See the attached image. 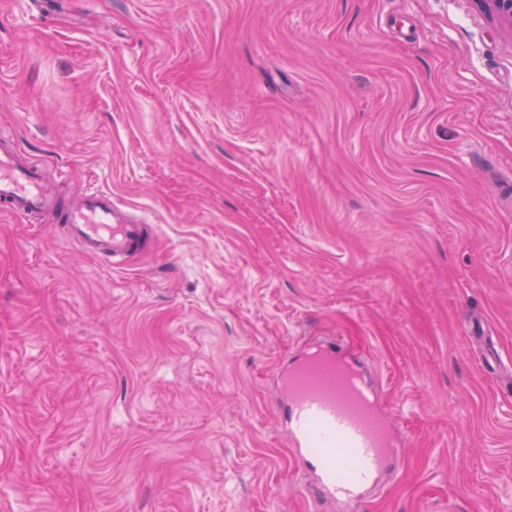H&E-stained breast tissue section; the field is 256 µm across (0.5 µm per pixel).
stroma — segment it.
Wrapping results in <instances>:
<instances>
[{
  "label": "stroma",
  "mask_w": 512,
  "mask_h": 512,
  "mask_svg": "<svg viewBox=\"0 0 512 512\" xmlns=\"http://www.w3.org/2000/svg\"><path fill=\"white\" fill-rule=\"evenodd\" d=\"M0 133L114 195L0 212V512H344L280 377L335 343L404 449L357 512H512V27L475 0H0ZM41 164L18 161V147L0 138V208L21 215L38 214L63 224L65 238L88 255L112 257L132 252L140 239L138 222L127 206L98 190H87L76 201L62 198L40 174Z\"/></svg>",
  "instance_id": "obj_1"
}]
</instances>
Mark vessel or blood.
Listing matches in <instances>:
<instances>
[{
	"label": "vessel or blood",
	"instance_id": "b4317fda",
	"mask_svg": "<svg viewBox=\"0 0 512 512\" xmlns=\"http://www.w3.org/2000/svg\"><path fill=\"white\" fill-rule=\"evenodd\" d=\"M0 209L60 224L66 239L91 256L126 255L140 238L126 205L91 189L75 201L62 198L41 176L39 163L20 164L17 145L3 137ZM284 390L291 443L299 465L313 475V493L349 506L359 502L381 469L398 458L373 387L327 346L286 375Z\"/></svg>",
	"mask_w": 512,
	"mask_h": 512
}]
</instances>
